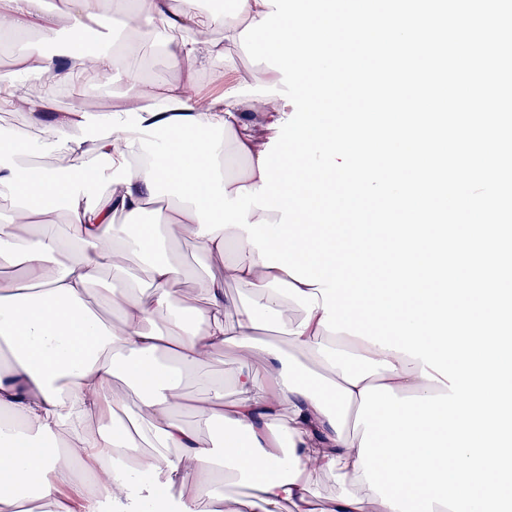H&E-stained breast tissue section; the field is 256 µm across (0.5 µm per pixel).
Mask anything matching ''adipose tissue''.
Instances as JSON below:
<instances>
[{"instance_id": "adipose-tissue-1", "label": "adipose tissue", "mask_w": 512, "mask_h": 512, "mask_svg": "<svg viewBox=\"0 0 512 512\" xmlns=\"http://www.w3.org/2000/svg\"><path fill=\"white\" fill-rule=\"evenodd\" d=\"M269 10L262 0H233L230 12L205 11L197 0H126L130 23L160 25L170 30L160 72L143 81L127 71L126 61L109 55L86 38L89 26L114 32L103 0H66L63 14L50 13L45 0H0V23L22 42L19 67L0 74V110L22 103L30 126L42 129L44 142H56L59 132L74 133L88 106L77 102L69 111L52 110L53 96H22L24 75L49 86L58 81L107 79L124 75L127 89L117 112L132 109L156 123L174 115H191L201 122H225L220 162L244 159L243 169L223 170L228 196L238 187L258 188V159L266 139L253 135L247 113L266 124L292 113L279 96H232L241 86L234 56L239 34ZM67 29L69 50L64 59L45 55L43 46L60 29ZM212 31L223 41L209 39ZM224 60L223 91L228 99L214 101L196 77L211 57ZM138 135L119 131L98 141L69 143L70 164L105 153L132 161L130 183L112 184L94 212L70 217L71 237L62 241L45 232L22 237L20 227L44 226L52 214L14 209L0 223V262L21 264L19 281L0 280V342L10 346L14 361L0 374V512H21L20 501L2 492V485L35 486L41 498L80 495L83 512H200L207 502L222 512L224 480L249 488L230 512H391L360 474V434L351 432L360 392L369 385L391 386L398 396L447 394L442 383L421 376L422 362L380 349L362 338L324 329L319 290L290 277L284 270L263 266L258 251L241 228L228 227L200 235L190 203L157 207L156 223H143L150 206ZM125 221L117 224L114 213ZM191 239L206 258L223 257L235 247L238 257L225 263L222 274L207 275L200 289L206 308L175 311V286L185 276L178 266L157 260L169 242ZM143 258L142 276L148 296L120 287L127 274V256ZM117 285L104 289L100 302L117 312L119 327L102 320L88 298L104 270ZM236 281L249 286L258 307L241 305L234 323L224 311L231 303L224 286ZM301 303L302 317L289 323L288 302ZM276 326L292 344L314 350L325 373L304 377L287 355L267 343L263 332ZM229 349L261 354L268 364L266 382H258L249 367L237 374L238 399H224L223 386L206 383L192 406L195 423H186V378L210 355ZM144 391L130 428L114 423L124 396L117 376ZM224 427L219 447L203 443L202 428ZM152 448L139 458L141 442ZM189 463L195 492L160 497L174 485L182 463ZM335 478L331 507H322L314 490L315 477Z\"/></svg>"}]
</instances>
